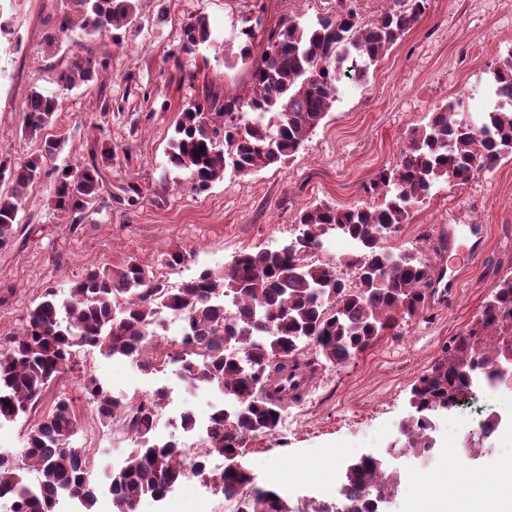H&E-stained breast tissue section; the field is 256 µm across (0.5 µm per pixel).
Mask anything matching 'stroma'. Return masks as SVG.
I'll return each instance as SVG.
<instances>
[{
	"mask_svg": "<svg viewBox=\"0 0 512 512\" xmlns=\"http://www.w3.org/2000/svg\"><path fill=\"white\" fill-rule=\"evenodd\" d=\"M335 6L336 0H140L139 23L120 41L87 36L76 25L62 48L54 49L46 37L51 21L65 11V0H0V23L13 30L11 39L0 43V155L20 163L36 151L37 142L21 135L22 107L36 89L58 97L56 120L45 132L62 143L55 165L87 162L104 136L115 150L105 175L107 190L129 181L143 190L137 205L113 201L76 226L51 203L52 177L33 183L22 201L14 243L0 249V338L17 331L45 290L64 300L73 281L90 268L134 259L176 288L201 269L227 265L239 252L281 246L296 235L295 218L306 207L376 204L365 191L368 182L398 163L410 129L425 124L430 112L453 102L461 118L473 120L494 106L495 62L512 51V0H428L421 19L372 67L368 79L340 87L322 124L285 165L246 178L225 175L201 194L167 172L166 152L183 105L209 92L246 93L250 73L236 59L246 18L261 17L267 28L288 20L311 24ZM201 13L216 29L214 41L181 51L184 24ZM74 53L97 60L98 78L59 89L55 72ZM469 222L485 227L483 251L445 302L400 320L346 363L320 364L302 400L284 404L276 432L247 440L243 462L258 483L278 485L297 503L323 486L336 491L346 462L404 443L399 425L409 414L413 383L471 326L499 280L512 275V158L466 184L438 183L411 208L388 245L396 252L417 251L434 264L444 227ZM175 249L186 261L167 267L164 257ZM87 373L133 403L173 386L151 436L197 452L203 446L200 434L168 426V416L179 408L203 422L224 403L216 389L177 381L174 365L147 368L86 350L78 368L45 391L37 411L48 412L57 396L69 398L82 423L74 442L87 449L101 473L119 468L135 443L123 430L101 426L90 416L82 391ZM477 396L455 416L438 413L430 480H406L384 512H413L420 497L448 480L479 493L490 475L512 463L507 432L495 450L439 468L450 453L449 426L468 423L474 410L500 409L505 401L483 388ZM139 512H236V505L217 489L202 490L199 479L190 476L176 486L173 499H144Z\"/></svg>",
	"mask_w": 512,
	"mask_h": 512,
	"instance_id": "stroma-1",
	"label": "stroma"
}]
</instances>
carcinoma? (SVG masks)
I'll return each mask as SVG.
<instances>
[{
    "label": "carcinoma",
    "instance_id": "1",
    "mask_svg": "<svg viewBox=\"0 0 512 512\" xmlns=\"http://www.w3.org/2000/svg\"><path fill=\"white\" fill-rule=\"evenodd\" d=\"M353 3L337 0L336 12L312 25L290 21L268 30L259 56H253L250 43L241 50V61H251L247 94L227 93L222 100L208 94L182 109L167 157L193 190L207 191L228 169L244 178L294 156L336 101L340 62L354 63L351 81H365L427 6V0H388L365 21ZM137 11L138 0H69L48 43L62 45L74 16L93 37L134 26ZM211 35L208 17L199 14L184 26L181 49L191 51ZM98 72L97 62L73 54L54 82L70 89L94 81ZM494 78L497 102L479 121L463 122L448 103L410 131L397 165L378 171L367 187L382 197L375 206L313 205L298 214V233L283 247L243 251L176 289L159 285L132 260L88 270L61 303L46 292L26 310L19 331L0 345V421L29 416L45 390L72 370L77 350L139 359L159 346L156 327L166 310L182 322L179 373L194 387L220 388L226 405L215 409L205 428L204 450L188 461L181 445L151 438L165 393L130 403L96 376L85 375L82 387L95 418L102 424L128 418L133 427L135 448L107 476L112 512H138L147 497L163 501L187 473H208L212 456L225 460L216 488L237 503V512H300L277 488L254 484L241 461L242 448L248 438L276 431L285 399L302 398L295 379L305 350L343 364L380 341L398 319L423 314L431 264L414 251L394 253L385 241L436 182L462 185L512 156V52L496 63ZM57 110L56 96L33 90L23 106L22 135L41 146L19 167L0 158V181L11 183L10 192L0 193V248L13 242L21 199L43 175L54 176L55 209L76 224L103 204V171L112 162V144L102 141L77 168L50 165L60 142L43 134ZM330 233L347 240L350 251L336 264L308 261V252ZM338 264L354 271V285L337 274ZM508 365L512 277L500 281L482 314L411 387L401 448L431 454L433 414L457 406L459 395L480 377L506 381L501 369ZM80 428L72 402L60 398L28 430L20 460L0 456V499H10L11 512H60L65 499L92 512L100 484L86 449L71 444ZM32 471L38 474L34 484L28 478ZM395 490L396 476L387 472L385 458L365 454L344 469L338 499L349 512H379Z\"/></svg>",
    "mask_w": 512,
    "mask_h": 512
}]
</instances>
